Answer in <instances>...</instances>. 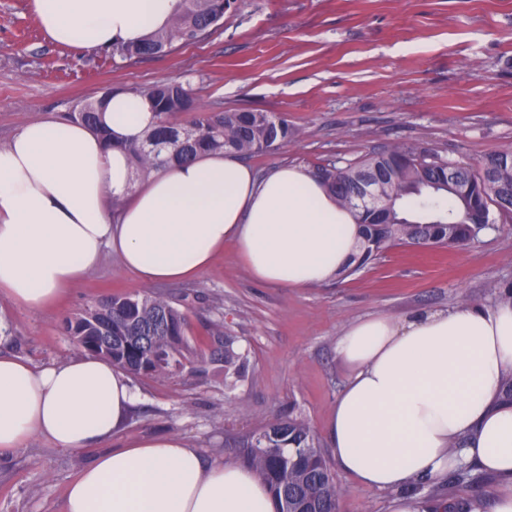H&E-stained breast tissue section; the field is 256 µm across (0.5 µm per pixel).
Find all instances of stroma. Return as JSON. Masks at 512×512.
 <instances>
[{
	"instance_id": "1",
	"label": "stroma",
	"mask_w": 512,
	"mask_h": 512,
	"mask_svg": "<svg viewBox=\"0 0 512 512\" xmlns=\"http://www.w3.org/2000/svg\"><path fill=\"white\" fill-rule=\"evenodd\" d=\"M190 84L219 111L259 109L300 131L249 158L263 173L291 163L344 167L397 144L471 166L512 150V0H233L206 40L162 55L106 63L48 42L29 0H0V149L23 124L64 118L104 88ZM512 284V223L463 248L389 249L373 266L319 288L254 280L225 245L191 281L140 285L112 252L51 308L0 299V355L33 365L80 354L64 321L113 293H161L188 318L190 338L220 326L247 359L245 378L204 360L168 379H133L138 399L122 430L96 450L34 439L0 456V512H63L69 482L96 453L176 434L208 461L240 458L246 436L294 413L326 441L348 370L336 341L354 321L398 318L461 299L493 304ZM491 477L418 483L444 503L486 499Z\"/></svg>"
}]
</instances>
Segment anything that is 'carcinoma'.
Instances as JSON below:
<instances>
[{
  "label": "carcinoma",
  "instance_id": "carcinoma-1",
  "mask_svg": "<svg viewBox=\"0 0 512 512\" xmlns=\"http://www.w3.org/2000/svg\"><path fill=\"white\" fill-rule=\"evenodd\" d=\"M228 0H179L167 25L137 44H114L102 50L113 59L146 58L206 39L224 18ZM129 91L148 98L157 122L145 137L128 146L133 164L149 172L163 161L185 162L201 153L233 152L252 157L294 141L299 130L288 119L262 110L213 111L201 106L190 85L160 81ZM109 89L76 105L66 119L81 122L110 138L100 114ZM496 167L461 166L425 150L395 145L345 168L321 166L315 174L337 203L359 216L358 253L338 278L345 279L380 259L395 246L457 248L472 242L482 226L512 210L499 209L500 188L512 187V150L487 156ZM456 183L448 186V169ZM373 186L374 200L391 223L375 222L373 211L357 197ZM67 333L84 351L112 360L133 377L164 379L180 373L198 357L187 336L185 312L168 298L113 294L95 301L67 320ZM211 355L224 360V371L245 376L247 363L230 337L212 329ZM245 457L256 478L272 493L277 512H336L343 494L313 430L297 415H288L252 433Z\"/></svg>",
  "mask_w": 512,
  "mask_h": 512
}]
</instances>
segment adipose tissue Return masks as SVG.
<instances>
[{
    "label": "adipose tissue",
    "mask_w": 512,
    "mask_h": 512,
    "mask_svg": "<svg viewBox=\"0 0 512 512\" xmlns=\"http://www.w3.org/2000/svg\"><path fill=\"white\" fill-rule=\"evenodd\" d=\"M177 0H31L55 45L81 53L138 43ZM103 139L50 118L0 149V297L40 310L99 263L104 250L142 285L198 278L234 242L259 282L317 288L356 251L352 211L309 169L257 174L234 153L159 164L135 179L126 147L156 117L138 95H112ZM121 201L113 209L112 201ZM336 354L350 368L327 428L333 460L353 486L390 491L391 512H432L414 490L460 463L498 478L469 512H512V303H464L349 325ZM135 399L125 373L87 352L33 367L0 356V454L34 436L63 450L110 441ZM65 512H276L268 487L236 459L205 463L176 436L96 456L69 483Z\"/></svg>",
    "instance_id": "adipose-tissue-1"
}]
</instances>
